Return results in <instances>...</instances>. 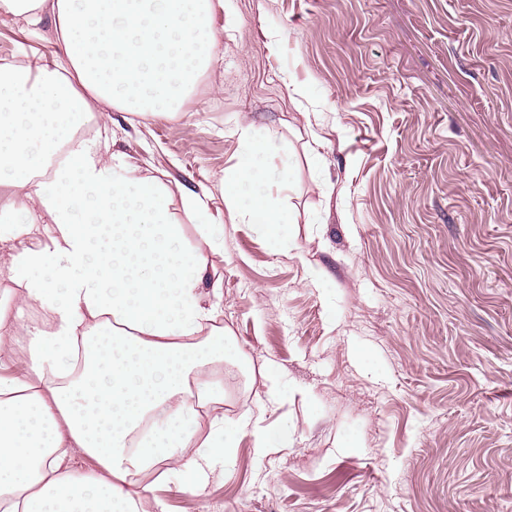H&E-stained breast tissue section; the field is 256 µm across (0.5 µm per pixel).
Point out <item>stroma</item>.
Segmentation results:
<instances>
[{
  "instance_id": "1",
  "label": "stroma",
  "mask_w": 512,
  "mask_h": 512,
  "mask_svg": "<svg viewBox=\"0 0 512 512\" xmlns=\"http://www.w3.org/2000/svg\"><path fill=\"white\" fill-rule=\"evenodd\" d=\"M224 59L119 141L172 192L234 167L249 118L290 164L288 244L209 258L225 421L165 512H512V0H224ZM304 89L292 100L291 88ZM278 384L282 395L270 392Z\"/></svg>"
}]
</instances>
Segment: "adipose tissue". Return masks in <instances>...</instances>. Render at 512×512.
Returning <instances> with one entry per match:
<instances>
[{
  "label": "adipose tissue",
  "mask_w": 512,
  "mask_h": 512,
  "mask_svg": "<svg viewBox=\"0 0 512 512\" xmlns=\"http://www.w3.org/2000/svg\"><path fill=\"white\" fill-rule=\"evenodd\" d=\"M223 5L0 0L2 27L24 33L52 15L55 46L0 61V244L10 246L0 275L16 287L15 315L0 309V512H148L136 474L154 468L158 481L204 490L250 423L215 418L200 441L190 429L223 403L221 367L237 348L205 300L208 255L185 246L173 207L209 255L224 252L217 190L231 223L287 244L296 218L272 198L288 174L262 167L269 141L239 121L242 162L217 190L176 197L137 175L130 154L75 135L116 110L179 114L217 57ZM76 449L95 465L81 478Z\"/></svg>",
  "instance_id": "obj_1"
}]
</instances>
